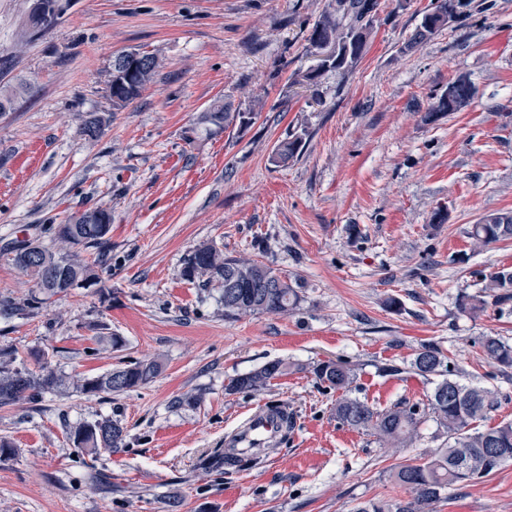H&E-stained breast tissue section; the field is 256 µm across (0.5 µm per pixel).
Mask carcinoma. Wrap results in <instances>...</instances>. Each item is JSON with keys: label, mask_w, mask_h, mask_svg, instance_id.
Masks as SVG:
<instances>
[{"label": "carcinoma", "mask_w": 512, "mask_h": 512, "mask_svg": "<svg viewBox=\"0 0 512 512\" xmlns=\"http://www.w3.org/2000/svg\"><path fill=\"white\" fill-rule=\"evenodd\" d=\"M455 0H433L432 7L422 16L418 38L423 40L448 24ZM379 0H328L327 9L313 24L308 42L324 37L338 48L336 57L302 74V80L315 85L323 73L335 71L344 74L361 58L373 30V18ZM159 67L151 58L144 73L147 79L136 76L134 81L112 89V105L125 106L140 95L142 89L156 75ZM230 113L224 104L215 101L203 113L200 123L218 130L227 128ZM106 119L89 114L81 119L78 133L87 140L97 139ZM303 147L302 137L293 133L279 141L282 162L294 158ZM502 223L473 224L466 235L475 247H488L512 240V210L497 211ZM112 224H52L49 231L60 241L61 247L52 251L34 240H21L3 250L16 267L30 275L42 292L51 297L66 294L75 288H92L100 284L94 264L84 260L80 250L92 249L104 254L111 247ZM181 277L204 288H216L224 306V317L241 319L262 314H289L301 302L300 291L271 267L246 258L224 255L214 243H203L183 260ZM503 303L512 300V271L503 269L485 278L482 292L463 294L460 310L471 316L482 312L488 300ZM481 347L494 365L512 369V345L496 336H487ZM48 354L37 355L41 371L18 366L13 350L0 349V408L34 400L64 384L63 377L47 369ZM418 375L437 377L426 400L408 404L398 402L379 411L367 402L349 395L355 378L354 369L340 360L319 362L310 372L316 380L342 392L336 400V419L352 429L375 436L387 448H404L419 436L423 418L432 417L445 436L444 446L427 454L419 465H407L394 473V482L410 488L413 497L394 502L370 500L358 505L356 512H433V505L451 486L472 482L490 475L502 463L512 461V421H502L484 429L474 427L478 421L496 409L498 392L482 385H467L453 378L454 367L434 344L424 346L410 362ZM290 365L282 360L270 361L261 367L229 381V394L259 392L271 381L288 373ZM156 359H144L115 368L96 377L73 381L75 390L84 395L122 394L151 382L161 372ZM69 439L77 448L116 451L123 447L125 428L118 420L105 418L80 422L68 430ZM247 460L234 455L217 453L204 462L203 470L235 471Z\"/></svg>", "instance_id": "1"}]
</instances>
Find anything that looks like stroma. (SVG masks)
<instances>
[{
    "label": "stroma",
    "mask_w": 512,
    "mask_h": 512,
    "mask_svg": "<svg viewBox=\"0 0 512 512\" xmlns=\"http://www.w3.org/2000/svg\"><path fill=\"white\" fill-rule=\"evenodd\" d=\"M327 0H73L45 37L20 42L29 0H0V87L28 92L0 115V247L93 207L112 213L100 289L77 288L35 310L34 280L0 255V348L42 350L68 376L158 357L150 383L120 395L52 391L0 408V512H354L408 497L391 478L444 443L426 420L408 447L384 448L340 424L338 394L313 363L355 368L353 396L378 408L424 399L410 363L436 343L459 379L499 393L488 425L512 420V369L479 354L485 336L512 343V301L478 316L460 295L512 268V241L473 248L465 231L512 210V0H455L448 25L414 36L431 0H380L368 46L346 74L297 82L317 64L307 37ZM160 62L132 103L114 107L112 57ZM473 95L436 111L450 84ZM249 112L248 126L206 131L209 105ZM107 117L85 140L79 118ZM304 146L270 157L287 131ZM259 260L300 286L299 309L228 320L215 291L180 271L195 246ZM396 306H389V299ZM121 336L115 351L103 337ZM300 369L263 392L227 393L266 362ZM398 366L395 374L385 365ZM198 394L200 405H175ZM283 402L293 423L262 464L203 471L250 409ZM112 418L123 448L74 447L69 425ZM178 508H170V500ZM434 512H512V462L448 488Z\"/></svg>",
    "instance_id": "35a3bbf8"
}]
</instances>
